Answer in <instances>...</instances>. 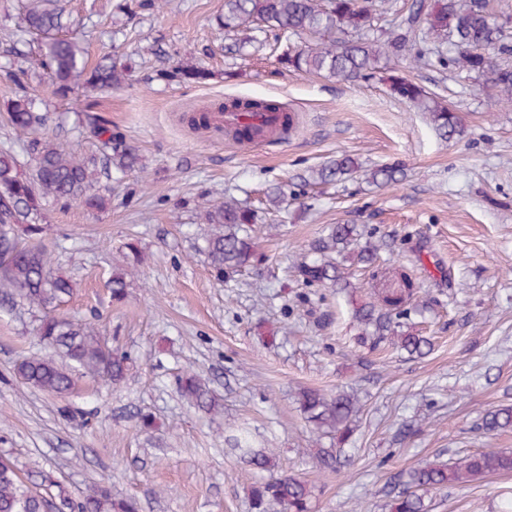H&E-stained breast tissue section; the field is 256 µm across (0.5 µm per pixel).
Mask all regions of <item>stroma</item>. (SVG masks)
Here are the masks:
<instances>
[{
  "instance_id": "1",
  "label": "stroma",
  "mask_w": 512,
  "mask_h": 512,
  "mask_svg": "<svg viewBox=\"0 0 512 512\" xmlns=\"http://www.w3.org/2000/svg\"><path fill=\"white\" fill-rule=\"evenodd\" d=\"M118 0H68V23L81 27L87 67L105 57L131 64L129 84L99 93L75 84L68 98L38 77L28 90L49 113L46 132L78 155L94 141L74 130L89 109L111 121L142 156L148 183L127 179L95 215L50 205L43 242L73 294L60 315L96 324L131 357L116 386L79 378L66 399L18 382L13 363L44 354L36 315L0 308V454L24 473L49 471L70 494L108 483L135 498L140 512H254L250 489L262 475L225 444L228 425H243L255 449H273L278 471L314 488L312 512H389L392 493L424 462L490 449L512 451V430L487 433L486 411L512 406V107L493 105L478 82L452 67L415 70L424 85L466 119L450 142L425 113L392 98L382 83L278 72L274 55L233 60L215 18L224 0H167L127 23L112 47ZM21 0H0V148L21 151L7 121L15 86L3 66L13 52L38 53L18 31ZM191 61L209 79L154 80L155 70ZM269 97L299 117L285 144L246 147L223 128L196 129L191 113L228 97ZM365 167L396 162L406 177L378 189L362 179L305 187L309 168L336 155ZM281 183L286 210L267 211L265 190ZM233 195L266 215L262 270L230 281L213 276L204 239L211 227L197 202ZM362 224L384 237L393 257L426 293L411 321L431 337L422 358L385 347H359L347 292L285 280L293 262L328 225ZM144 260L123 300L107 281L124 268V245ZM334 322L321 326L324 311ZM196 371L222 410L192 407L176 377ZM354 394L361 409L345 444L316 438L297 403L298 388ZM79 410L61 415L62 404ZM155 428L143 432L139 414ZM338 450L335 469L319 466V448ZM512 473L454 484L431 495V512H502Z\"/></svg>"
}]
</instances>
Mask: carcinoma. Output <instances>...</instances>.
<instances>
[{
    "instance_id": "obj_1",
    "label": "carcinoma",
    "mask_w": 512,
    "mask_h": 512,
    "mask_svg": "<svg viewBox=\"0 0 512 512\" xmlns=\"http://www.w3.org/2000/svg\"><path fill=\"white\" fill-rule=\"evenodd\" d=\"M163 0H125L118 5L124 15L162 8ZM65 9L62 0H29L22 14L24 31L44 41L40 53L22 54L9 70L18 89L7 103L8 122L23 142L26 158L9 149L0 150V293L4 301H20L39 313L34 328L47 353L23 357L13 365L20 383L57 398L72 392L78 375L89 374L117 385L126 376L130 357L114 350L91 322L56 314L64 298L72 294L70 281L56 273L43 242L47 206L78 203L90 211L107 209L96 177L104 174H142L145 166L126 136L96 113L84 112L79 135L99 145L100 157H80L61 149L45 133L48 113L28 92L34 70H41L57 93L66 97L71 81L87 75L85 87L108 91L127 80L125 69L109 61L86 70L77 37L59 36ZM224 29V54L240 56L248 49L269 47L282 69L303 75L341 77L350 81L378 79L392 95L428 115L444 140L463 135L465 117L448 100L436 96L401 69H419L437 61L474 77L496 105L512 107V67L502 61L512 35L498 21L489 0H414L404 14L388 0H224L219 17ZM157 77L167 81L201 82L209 72L193 64L179 63L161 69ZM282 104L268 98L227 99L216 111L202 110L190 117L196 128H208L215 113L275 112ZM404 169L386 163L366 169L358 158L341 154L308 170L303 182L327 184L363 177L384 188L404 179ZM213 231L206 252L214 277L230 280L246 268L265 262L251 228L261 223L257 211L233 197L204 210ZM376 231L359 224H333L326 235L311 243L292 265L294 281L307 288L328 285L357 288L353 273L336 256L359 268H370V300L361 301L352 317L358 328L357 343L370 350L390 342L400 351L422 357L431 351L430 340L406 326L404 319L423 303L421 288L405 267L383 262ZM128 273L115 272L110 281L112 298L126 294ZM181 396L197 408H220L207 381L192 371L178 376ZM301 412L318 436L331 435L341 442L353 431L357 412L354 398L342 391L327 393L304 387L297 393ZM512 428V407L486 412L481 429L490 433ZM248 456V463L267 477L251 490L254 512H311L312 489L299 477L275 472L270 453L254 452L242 435L230 438ZM11 457L0 455V512H138L131 498H117L112 487L98 486L72 497L49 472L27 481ZM512 473V452L482 451L446 462H429L410 474L413 491H402L389 504L390 512H427L425 493L441 490L490 474Z\"/></svg>"
}]
</instances>
